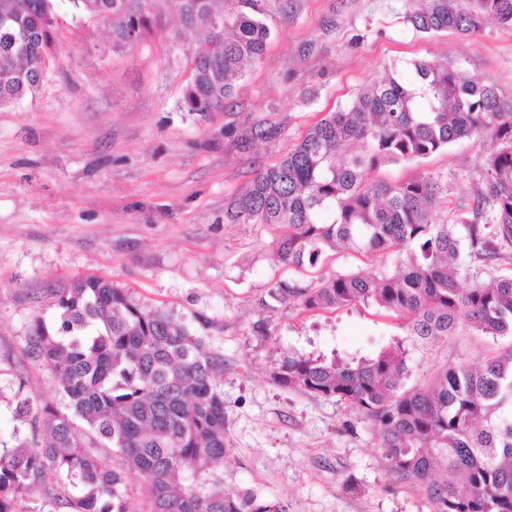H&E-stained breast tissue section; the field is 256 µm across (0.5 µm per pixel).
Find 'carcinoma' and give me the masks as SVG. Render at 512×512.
Returning a JSON list of instances; mask_svg holds the SVG:
<instances>
[{
	"label": "carcinoma",
	"mask_w": 512,
	"mask_h": 512,
	"mask_svg": "<svg viewBox=\"0 0 512 512\" xmlns=\"http://www.w3.org/2000/svg\"><path fill=\"white\" fill-rule=\"evenodd\" d=\"M54 0H0V106L32 97L55 42ZM112 23V47L135 46L158 29L157 0H70ZM178 15L172 38L205 37L191 48L193 73L183 99L192 114L224 108L234 80L262 57L270 29L258 0L224 11V0H166ZM406 22L425 35L476 34L489 21L512 29V0H418ZM413 79L396 70L329 112L279 162L259 171L224 211L231 224L286 228L280 261L314 268L327 250L362 256L405 251L394 274L361 270L305 284L283 279L271 297L304 311L373 303L407 320L418 339L461 326L512 336V274L474 279L476 261L511 259L512 100L496 87L426 60ZM483 141L481 187L448 224L432 220L436 182L399 183L372 175L462 138ZM56 319L38 317L28 352L58 379L64 409L34 411L18 386L13 420L42 436L41 449L0 441V512L37 491L28 512H55L50 483L67 491L70 512H130L125 471L137 472L149 512H279L252 491L224 492L226 452L223 354L162 308H145L99 277L55 295ZM405 349L396 342L372 357L295 354L275 372L283 386L335 397L361 411L382 439L389 468L411 481L433 512H512V350L481 365L447 366L431 385L403 388ZM116 454L125 469L106 466Z\"/></svg>",
	"instance_id": "cac0c4a2"
}]
</instances>
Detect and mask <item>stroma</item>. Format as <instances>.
<instances>
[{
	"label": "stroma",
	"instance_id": "1",
	"mask_svg": "<svg viewBox=\"0 0 512 512\" xmlns=\"http://www.w3.org/2000/svg\"><path fill=\"white\" fill-rule=\"evenodd\" d=\"M271 35L234 83L223 111L192 115L188 45L167 0L161 28L116 50L102 21L56 4L53 57L38 91L0 108V439L14 432L12 396L59 405L61 386L27 353L35 318L54 320L51 292L97 276L147 308L186 322L224 356V489H249L279 512H432L391 473L373 424L358 409L279 385L281 362L306 355H373L399 341L406 387L450 364H482L512 349L466 327L434 341L409 336L375 304L304 311L274 301L282 279L311 282L363 269L395 271L399 253L327 252L309 270L277 262L280 228L228 224L224 209L258 170L277 163L327 113L348 106L391 67L430 60L512 97V29L426 36L404 20L410 0H259ZM482 143L464 138L377 179L438 181L437 223L480 186Z\"/></svg>",
	"mask_w": 512,
	"mask_h": 512
}]
</instances>
